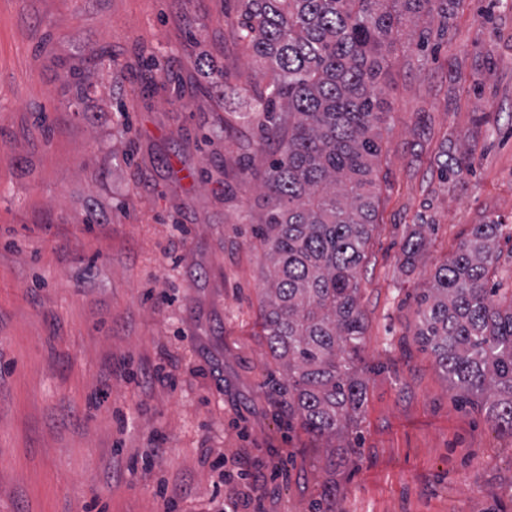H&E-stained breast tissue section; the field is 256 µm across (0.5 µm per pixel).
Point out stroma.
I'll list each match as a JSON object with an SVG mask.
<instances>
[{"mask_svg":"<svg viewBox=\"0 0 512 512\" xmlns=\"http://www.w3.org/2000/svg\"><path fill=\"white\" fill-rule=\"evenodd\" d=\"M404 30L360 276L367 400L332 469L262 386L271 263L242 217L271 159L249 119L266 67L236 0H0V512H512V437L414 336L470 226L512 225V0H458L423 46ZM473 149L464 147L462 150H456V153L447 158L439 166L441 176L445 179L459 181L462 178L464 169L467 168ZM407 236L402 248L403 264L413 265L417 255H419L426 246V237L424 225L419 224Z\"/></svg>","mask_w":512,"mask_h":512,"instance_id":"obj_1","label":"stroma"}]
</instances>
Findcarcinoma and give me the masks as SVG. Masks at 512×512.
<instances>
[{"instance_id": "carcinoma-1", "label": "carcinoma", "mask_w": 512, "mask_h": 512, "mask_svg": "<svg viewBox=\"0 0 512 512\" xmlns=\"http://www.w3.org/2000/svg\"><path fill=\"white\" fill-rule=\"evenodd\" d=\"M456 0H238L241 38L268 65L253 87L256 149L272 159L255 235L273 267L262 322L286 379L264 382L307 433L332 440L357 423L366 386L358 270L374 229L376 168L393 77L387 49L407 17L451 23ZM92 73L71 70L80 95ZM473 149L439 166L458 181ZM505 225L473 224L419 299L416 339L464 393L512 436V275L499 269ZM426 246L424 226L403 264Z\"/></svg>"}]
</instances>
